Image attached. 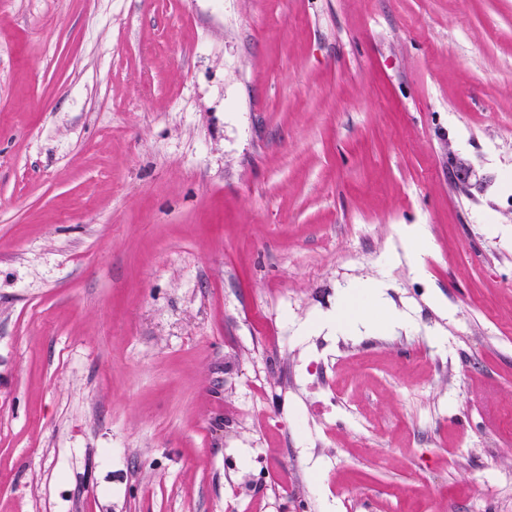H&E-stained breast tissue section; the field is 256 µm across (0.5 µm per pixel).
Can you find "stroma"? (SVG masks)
<instances>
[{
    "instance_id": "1",
    "label": "stroma",
    "mask_w": 512,
    "mask_h": 512,
    "mask_svg": "<svg viewBox=\"0 0 512 512\" xmlns=\"http://www.w3.org/2000/svg\"><path fill=\"white\" fill-rule=\"evenodd\" d=\"M369 281L403 326L319 327ZM508 472L512 0H0V512H512Z\"/></svg>"
}]
</instances>
